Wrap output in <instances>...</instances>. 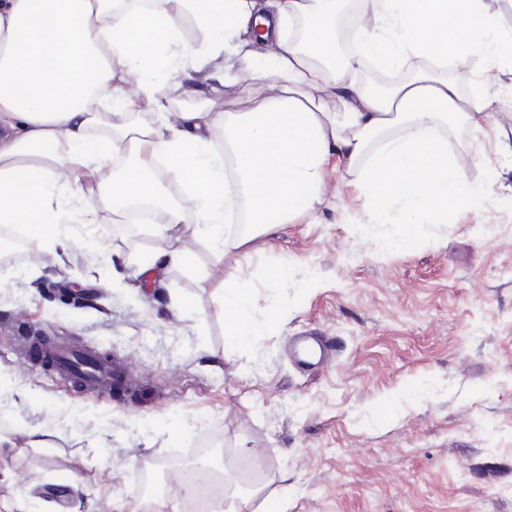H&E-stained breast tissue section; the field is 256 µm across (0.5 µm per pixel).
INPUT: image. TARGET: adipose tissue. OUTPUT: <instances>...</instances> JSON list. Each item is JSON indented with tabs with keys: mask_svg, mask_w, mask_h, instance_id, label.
<instances>
[{
	"mask_svg": "<svg viewBox=\"0 0 512 512\" xmlns=\"http://www.w3.org/2000/svg\"><path fill=\"white\" fill-rule=\"evenodd\" d=\"M336 0H0V224H24L54 249L63 215L89 223L96 205L148 198L164 210L161 238L183 221L157 174L166 163L181 182L216 260L312 213L325 193L331 159L357 175L374 215L405 236L426 224H453L485 212L444 126L481 127L492 106L487 75L456 83L418 68L384 92L357 80L364 60L395 69L414 59L482 60L512 74V27L487 0H363L354 19L356 53L337 57ZM315 22L309 45L289 29ZM200 42L182 38L185 22ZM181 73L177 88L200 99L175 121L145 125L168 110L158 64ZM272 88L243 112L212 110L227 73ZM136 91H129V78ZM338 100L340 110L326 99ZM123 158L121 172L89 202L85 170ZM248 207V233L227 234ZM230 344L249 346L264 331L248 288L222 286Z\"/></svg>",
	"mask_w": 512,
	"mask_h": 512,
	"instance_id": "ef3b65f1",
	"label": "adipose tissue"
}]
</instances>
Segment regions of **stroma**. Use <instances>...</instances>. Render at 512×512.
<instances>
[{
    "mask_svg": "<svg viewBox=\"0 0 512 512\" xmlns=\"http://www.w3.org/2000/svg\"><path fill=\"white\" fill-rule=\"evenodd\" d=\"M479 153L470 179L491 200L478 216L425 225L368 224V203L331 161L316 212L260 235L216 263L192 206L179 246L191 269L162 270L168 248L151 224L125 232L122 213L64 220L63 248L0 265V500L32 512H141L144 476L161 475L168 505L182 494L166 470L197 438L223 442L260 472L251 495L283 512H512V95H498L482 131H444ZM280 266L284 276L269 279ZM247 286L268 330L233 348L216 290ZM41 333L119 361L139 389L96 395L51 364L24 363L21 337ZM338 342L323 364L299 366L294 337ZM48 432L34 448L32 434ZM79 490L59 494L60 481Z\"/></svg>",
    "mask_w": 512,
    "mask_h": 512,
    "instance_id": "stroma-1",
    "label": "stroma"
}]
</instances>
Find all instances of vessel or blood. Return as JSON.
<instances>
[{"instance_id": "vessel-or-blood-1", "label": "vessel or blood", "mask_w": 512, "mask_h": 512, "mask_svg": "<svg viewBox=\"0 0 512 512\" xmlns=\"http://www.w3.org/2000/svg\"><path fill=\"white\" fill-rule=\"evenodd\" d=\"M21 356L30 362H51L59 374L78 381L95 394L120 393L127 389L121 370L111 359L96 352L74 349L61 341L52 345L28 341L21 350Z\"/></svg>"}]
</instances>
